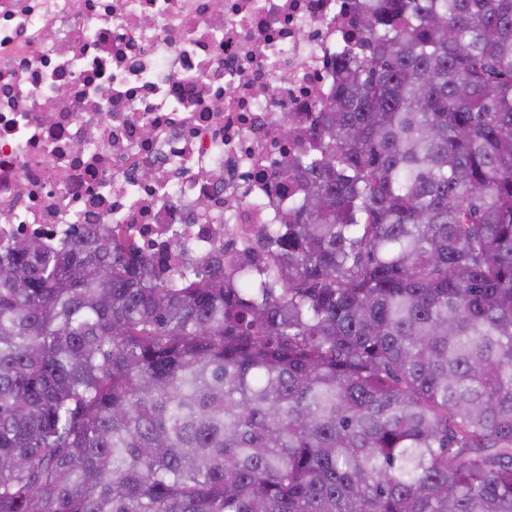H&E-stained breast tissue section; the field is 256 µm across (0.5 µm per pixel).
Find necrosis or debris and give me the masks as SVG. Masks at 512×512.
Instances as JSON below:
<instances>
[{"label":"necrosis or debris","mask_w":512,"mask_h":512,"mask_svg":"<svg viewBox=\"0 0 512 512\" xmlns=\"http://www.w3.org/2000/svg\"><path fill=\"white\" fill-rule=\"evenodd\" d=\"M348 6L0 0V249L108 224L174 285L202 254L257 251L289 203L274 163L308 141Z\"/></svg>","instance_id":"1"}]
</instances>
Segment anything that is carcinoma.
Segmentation results:
<instances>
[{
    "label": "carcinoma",
    "instance_id": "obj_1",
    "mask_svg": "<svg viewBox=\"0 0 512 512\" xmlns=\"http://www.w3.org/2000/svg\"><path fill=\"white\" fill-rule=\"evenodd\" d=\"M267 277L0 250V512H512V0H356Z\"/></svg>",
    "mask_w": 512,
    "mask_h": 512
}]
</instances>
